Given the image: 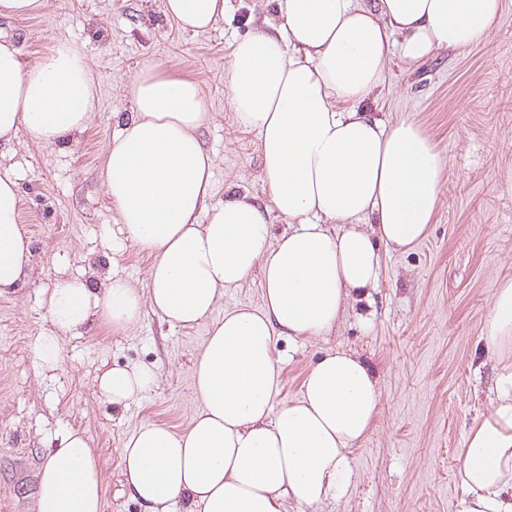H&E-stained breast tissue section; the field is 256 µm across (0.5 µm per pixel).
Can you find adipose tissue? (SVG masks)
Masks as SVG:
<instances>
[{"label": "adipose tissue", "instance_id": "adipose-tissue-1", "mask_svg": "<svg viewBox=\"0 0 512 512\" xmlns=\"http://www.w3.org/2000/svg\"><path fill=\"white\" fill-rule=\"evenodd\" d=\"M225 0H164L182 31L211 29ZM280 23L236 41L225 73L237 120L256 130L271 209L248 196L214 200L213 159L199 131L211 104L199 84L141 69L133 111L113 135L100 174L126 241L153 256L146 289L120 276L104 288L61 277L45 291L53 334L37 336L34 364L55 368L62 337L99 324L134 325L144 308L170 324L210 322L194 365L200 412L182 432L149 424L122 450L123 477L144 512L177 502L202 512H296L342 499L348 451L379 408L367 365L327 352L298 398L272 405L281 384L275 337L330 333L353 295L374 287L377 244L405 252L426 235L442 188V161L412 121L389 123L362 105L392 56L416 65L442 49L484 41L501 0H277ZM97 84L83 49L58 42L36 65L0 35V144L19 130L52 146L83 133ZM290 225L272 238L269 212ZM15 180L0 177V295L27 277L31 241L19 225ZM261 271V309L214 319L224 292ZM494 361L492 411L460 451L467 494L457 512H512V277L501 281L484 325ZM156 380L145 366L105 370L98 395L115 406ZM35 512H103L101 463L84 433L64 432L37 472Z\"/></svg>", "mask_w": 512, "mask_h": 512}]
</instances>
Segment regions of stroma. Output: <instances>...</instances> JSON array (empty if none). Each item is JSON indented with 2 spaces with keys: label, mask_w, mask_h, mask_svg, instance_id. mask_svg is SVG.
<instances>
[{
  "label": "stroma",
  "mask_w": 512,
  "mask_h": 512,
  "mask_svg": "<svg viewBox=\"0 0 512 512\" xmlns=\"http://www.w3.org/2000/svg\"><path fill=\"white\" fill-rule=\"evenodd\" d=\"M503 3L484 43L439 51L413 68L393 58L365 105L386 121L418 123L440 152L445 181L426 238L382 252L376 286L331 333L274 340L283 375L274 408L296 399L308 369L337 348L362 358L380 390L371 429L350 450L349 495L309 512H456L464 493L459 450L492 409L482 327L499 280L512 276V0ZM163 9L164 0H47L42 13L0 17V31L30 64L57 42L82 44L98 98L74 141L45 147L22 130L0 151V177L17 183L19 223L34 253L23 286L0 296V512H33L37 470L69 428L84 431L100 456L103 512H143L123 484L126 439L149 423L184 430L201 408L193 367L205 323L175 326L147 308L126 330L64 337L56 369L32 362L36 336L54 331L42 298L57 277L97 288L114 272L147 285L151 257L131 243L116 248V214L99 176L133 111V77L152 66L197 81L213 115L200 138L214 160L215 201L233 193L270 203L259 136L237 121L224 73L236 40L279 24L275 0H226L223 19L196 35ZM133 364L156 369V383L125 407L100 399L101 370Z\"/></svg>",
  "instance_id": "35a3bbf8"
}]
</instances>
